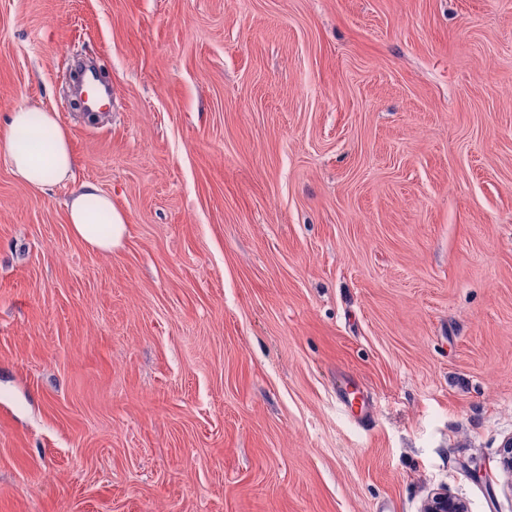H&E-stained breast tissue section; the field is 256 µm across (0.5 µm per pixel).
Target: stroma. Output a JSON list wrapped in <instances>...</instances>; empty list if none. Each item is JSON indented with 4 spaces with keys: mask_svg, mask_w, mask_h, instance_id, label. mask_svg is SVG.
Masks as SVG:
<instances>
[{
    "mask_svg": "<svg viewBox=\"0 0 512 512\" xmlns=\"http://www.w3.org/2000/svg\"><path fill=\"white\" fill-rule=\"evenodd\" d=\"M23 105L75 168L0 157V512H512V0H0ZM66 209L72 234L94 251L112 253L125 239V215L96 184H82L71 194ZM421 512H466L464 502L444 492H431L425 499Z\"/></svg>",
    "mask_w": 512,
    "mask_h": 512,
    "instance_id": "obj_1",
    "label": "stroma"
}]
</instances>
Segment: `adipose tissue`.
Returning a JSON list of instances; mask_svg holds the SVG:
<instances>
[{
    "instance_id": "adipose-tissue-1",
    "label": "adipose tissue",
    "mask_w": 512,
    "mask_h": 512,
    "mask_svg": "<svg viewBox=\"0 0 512 512\" xmlns=\"http://www.w3.org/2000/svg\"><path fill=\"white\" fill-rule=\"evenodd\" d=\"M0 154L27 186L42 190L70 180L74 155L56 113L18 107L0 123ZM72 234L93 250L109 253L127 234L125 215L109 194L85 183L66 203Z\"/></svg>"
}]
</instances>
